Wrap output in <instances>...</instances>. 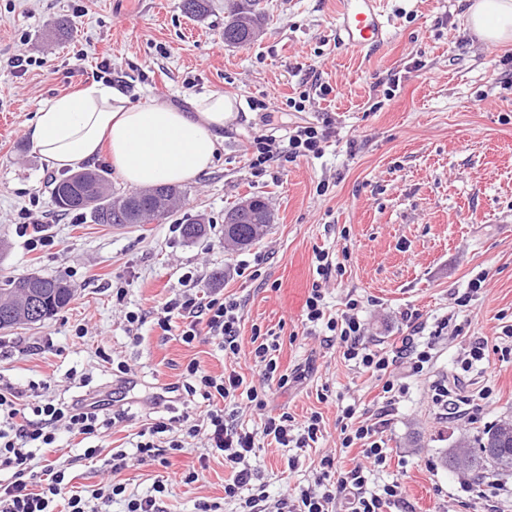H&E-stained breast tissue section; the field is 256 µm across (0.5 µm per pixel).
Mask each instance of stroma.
I'll return each mask as SVG.
<instances>
[{"label": "stroma", "instance_id": "stroma-1", "mask_svg": "<svg viewBox=\"0 0 512 512\" xmlns=\"http://www.w3.org/2000/svg\"><path fill=\"white\" fill-rule=\"evenodd\" d=\"M115 0H0V285L27 274L71 284L68 306L43 322L0 330L10 345L0 356V380L25 399L50 396L107 406L121 420L97 440L101 458L84 450L66 429L56 432L57 454L73 486L105 484V461L114 451L134 452L139 432L168 412L185 411L175 398L154 399L197 360L221 374L226 366L214 338L185 344L163 335L154 312L169 299L180 276L198 272L196 288H216L243 305L236 370L257 378L250 352L252 329L280 336L281 370L297 382L271 385L268 409L297 421L322 416L323 437L289 467L288 449L268 445L251 464L270 499L313 485L321 455L335 453L343 469L362 462L360 448L342 449L337 418L355 406L372 419L385 404L370 372L345 361L324 331L302 324L305 300L317 275L313 252L329 251L343 268L323 283L328 313L348 299L361 303L366 340L390 349L406 335L407 310H417L427 330L443 316V335L429 376H402L383 438L391 459L374 475L398 482L411 512H512V474L489 473L496 489L478 498L460 486L465 476L446 469L443 451L460 438L476 440L484 428L512 418V43L477 45L466 29L463 0H385L392 38L357 54L336 40L339 0H264L267 25L246 47L226 45L225 0H210L200 20L186 16L182 0H131L120 20ZM67 16L73 32L47 38L50 22ZM27 70L12 73L15 55ZM112 84L139 105L158 96L174 103L220 90L237 101L224 130V146L211 169L181 186L182 208L150 224H98L90 211L65 214L51 189L49 171L26 129L38 108L89 81ZM331 86L320 95V85ZM309 93L305 111L289 99ZM262 100L279 111L265 121ZM331 118L321 158L277 161L262 173L250 169L254 136H284L293 123ZM258 195L272 220L246 248L224 242V213ZM33 207L54 239L27 250L16 232L20 209ZM203 220L205 234L184 238L182 227ZM267 257L260 278L244 273L254 254ZM487 273V290L459 305L470 279ZM124 287L123 305L112 291ZM144 315L129 333L126 312ZM88 328L79 338L76 325ZM487 343L483 362L462 372L458 361L470 341ZM125 362L113 372L98 349ZM447 380L462 396L488 392L475 421L435 405L431 380ZM329 386L328 400L317 397ZM224 462L214 458L198 482H169L166 512H194L199 499L224 498Z\"/></svg>", "mask_w": 512, "mask_h": 512}]
</instances>
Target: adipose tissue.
<instances>
[{"label": "adipose tissue", "instance_id": "ef3b65f1", "mask_svg": "<svg viewBox=\"0 0 512 512\" xmlns=\"http://www.w3.org/2000/svg\"><path fill=\"white\" fill-rule=\"evenodd\" d=\"M465 18L479 43L512 42V0H466ZM234 113L220 91L181 107L164 98L133 106L112 85L93 81L42 106L27 135L49 169H77L105 150L129 188L175 185L213 165Z\"/></svg>", "mask_w": 512, "mask_h": 512}]
</instances>
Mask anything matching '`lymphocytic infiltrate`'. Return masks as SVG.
<instances>
[{
	"label": "lymphocytic infiltrate",
	"instance_id": "f902f5d3",
	"mask_svg": "<svg viewBox=\"0 0 512 512\" xmlns=\"http://www.w3.org/2000/svg\"><path fill=\"white\" fill-rule=\"evenodd\" d=\"M331 124L328 118L318 125L298 124L281 140L264 134L255 136L249 159L251 169L263 171L277 156L289 162L300 157L321 156ZM196 278L192 271L180 277L179 291L157 311V326L166 333L178 330L181 340L188 345L204 334L218 337L225 357L237 359L242 319L240 301L224 296L218 289L203 296L193 293L191 286ZM358 312V302L350 300L340 316H328L322 288L316 283L305 301L304 322L310 330L325 327L343 358L375 375L387 404H394L405 392L403 383L394 376V366L404 365L411 376L427 373L435 357L438 333L420 339L423 330L420 315L410 312L405 316L407 336L401 337L399 345L391 350L379 352L365 342ZM252 337L257 341L251 355L259 369L258 380L246 379L232 369L213 375L199 362L189 361L183 370L180 388L186 396L198 400V416L185 413L159 418L140 431L134 454L113 453L112 477L104 490L74 489L65 469L51 457L50 449L58 427H66L86 441L111 429L115 417L100 406L79 401L68 403L48 397L24 403L20 392L11 384L0 382V512H94L89 506L90 500L121 495L126 498L125 512H165V480H158L150 495L130 497L126 494L122 473L146 462L167 466L169 455L182 451L185 439L201 434L207 439V448L199 455L197 467L179 473L178 480L186 485L194 483L212 457L222 458L229 474L224 482V497L237 502L240 512H333L340 498L346 501L348 512H392L401 501L400 485L388 483L375 490L368 487L370 468L385 467L389 458L381 436L385 421L359 419L352 406L343 408L338 417L340 445L345 449L362 447L370 461L369 467L344 470L335 456H323L315 487L268 505L263 490L255 484L257 474L250 465L251 459L265 442L302 452L314 447L322 435V417L312 414L298 427L289 412L266 414L270 382H277L283 388L289 376L281 371L276 358L280 348L278 338L257 330ZM244 407L265 412L260 430L239 424V412ZM166 432L171 435L168 444H157V435Z\"/></svg>",
	"mask_w": 512,
	"mask_h": 512
}]
</instances>
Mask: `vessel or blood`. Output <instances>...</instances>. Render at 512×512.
<instances>
[{
  "instance_id": "b4317fda",
  "label": "vessel or blood",
  "mask_w": 512,
  "mask_h": 512,
  "mask_svg": "<svg viewBox=\"0 0 512 512\" xmlns=\"http://www.w3.org/2000/svg\"><path fill=\"white\" fill-rule=\"evenodd\" d=\"M379 0H342L336 40L355 52L381 48L391 38Z\"/></svg>"
}]
</instances>
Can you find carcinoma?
<instances>
[{
    "instance_id": "cac0c4a2",
    "label": "carcinoma",
    "mask_w": 512,
    "mask_h": 512,
    "mask_svg": "<svg viewBox=\"0 0 512 512\" xmlns=\"http://www.w3.org/2000/svg\"><path fill=\"white\" fill-rule=\"evenodd\" d=\"M262 0H233L229 20L221 34L224 43L244 47L257 41L255 28L263 26L265 12ZM187 15L201 19L208 13L209 0H182ZM111 186L101 170L73 174L55 183L52 197L62 212L91 210L98 224H142L165 218L178 208L184 194L175 187L160 185L144 192H134L111 199ZM74 289L68 282L36 274H28L0 288V329L7 330L28 323L31 303L40 307L42 322L72 300ZM474 468L466 471L478 483L490 471L512 472V423H497L484 429L470 451Z\"/></svg>"
}]
</instances>
